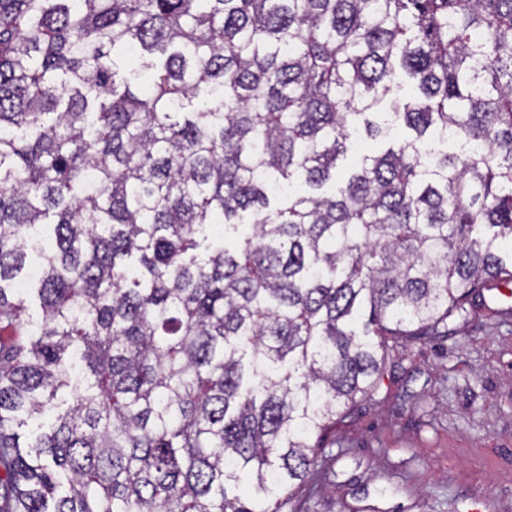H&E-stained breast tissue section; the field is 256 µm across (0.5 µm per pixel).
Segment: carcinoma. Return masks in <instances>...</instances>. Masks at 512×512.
Segmentation results:
<instances>
[{
	"label": "carcinoma",
	"mask_w": 512,
	"mask_h": 512,
	"mask_svg": "<svg viewBox=\"0 0 512 512\" xmlns=\"http://www.w3.org/2000/svg\"><path fill=\"white\" fill-rule=\"evenodd\" d=\"M511 242L512 0H0V512H284Z\"/></svg>",
	"instance_id": "obj_1"
}]
</instances>
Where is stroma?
Instances as JSON below:
<instances>
[{
    "instance_id": "stroma-1",
    "label": "stroma",
    "mask_w": 512,
    "mask_h": 512,
    "mask_svg": "<svg viewBox=\"0 0 512 512\" xmlns=\"http://www.w3.org/2000/svg\"><path fill=\"white\" fill-rule=\"evenodd\" d=\"M410 342L337 429L294 512H512V297Z\"/></svg>"
}]
</instances>
